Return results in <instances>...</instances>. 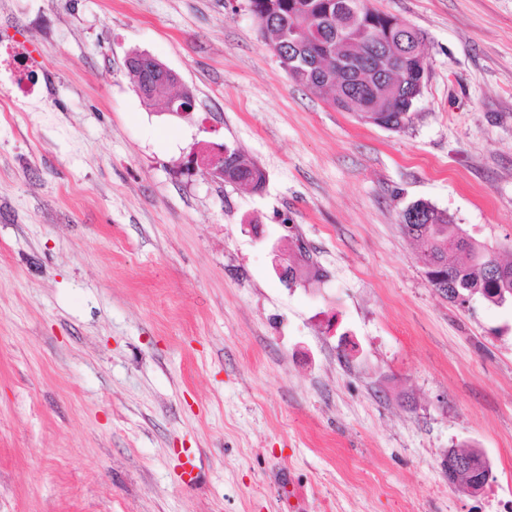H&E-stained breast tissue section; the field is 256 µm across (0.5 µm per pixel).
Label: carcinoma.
<instances>
[{
    "label": "carcinoma",
    "instance_id": "1",
    "mask_svg": "<svg viewBox=\"0 0 512 512\" xmlns=\"http://www.w3.org/2000/svg\"><path fill=\"white\" fill-rule=\"evenodd\" d=\"M355 22L336 9V0H247L265 45L297 85L327 97L359 120L401 131L422 95L426 74L425 35L406 20L354 0ZM142 102L162 101L160 71L133 53L127 68ZM224 182L251 192L263 190L264 171L246 163L239 149L224 145ZM403 233L422 244L426 278L452 303L479 295L494 305L512 302V263L466 237L448 211L418 200L400 214Z\"/></svg>",
    "mask_w": 512,
    "mask_h": 512
}]
</instances>
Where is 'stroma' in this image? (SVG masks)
Masks as SVG:
<instances>
[{"label": "stroma", "mask_w": 512, "mask_h": 512, "mask_svg": "<svg viewBox=\"0 0 512 512\" xmlns=\"http://www.w3.org/2000/svg\"><path fill=\"white\" fill-rule=\"evenodd\" d=\"M372 3L426 35L399 132L296 86L246 0H0V512L512 499V306L439 296L400 228L426 200L512 260V0ZM134 50L192 119L144 106ZM212 143L262 192L184 174ZM447 457H450L447 466L449 482H453L459 473H467L471 479L472 492L477 494L485 489L486 483L491 478L492 470L489 460L483 454L479 456L472 450L462 454L455 450L448 453ZM472 473L476 479L471 477Z\"/></svg>", "instance_id": "35a3bbf8"}]
</instances>
